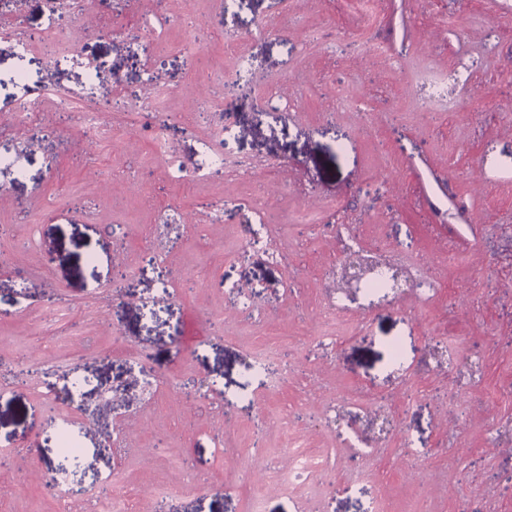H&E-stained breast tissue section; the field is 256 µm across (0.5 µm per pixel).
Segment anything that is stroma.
Returning a JSON list of instances; mask_svg holds the SVG:
<instances>
[{"label": "stroma", "mask_w": 512, "mask_h": 512, "mask_svg": "<svg viewBox=\"0 0 512 512\" xmlns=\"http://www.w3.org/2000/svg\"><path fill=\"white\" fill-rule=\"evenodd\" d=\"M48 13L0 0V154L20 163L0 168V512H95L112 479L137 512H512V0ZM151 13L148 53L126 32ZM63 90L78 93L67 114ZM91 99L116 103L96 143L75 117ZM227 123L226 165L255 164L251 178L183 182L153 151L161 126L196 161ZM259 205L272 259L248 247ZM165 209L179 229L158 232ZM336 224L400 288L357 291ZM333 294L352 303L327 326ZM264 347L286 373L274 387L249 369ZM293 450L317 479L280 480Z\"/></svg>", "instance_id": "35a3bbf8"}]
</instances>
